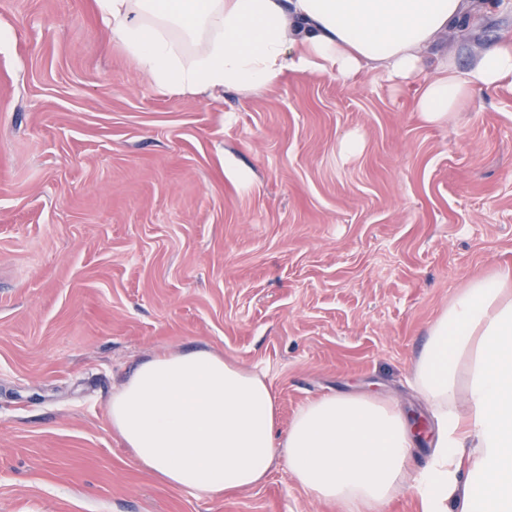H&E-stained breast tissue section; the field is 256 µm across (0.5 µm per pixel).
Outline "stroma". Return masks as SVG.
Masks as SVG:
<instances>
[{
    "label": "stroma",
    "instance_id": "35a3bbf8",
    "mask_svg": "<svg viewBox=\"0 0 512 512\" xmlns=\"http://www.w3.org/2000/svg\"><path fill=\"white\" fill-rule=\"evenodd\" d=\"M469 18L432 49L460 73L512 0ZM0 28V512H336L282 460L243 491L170 486L108 402L152 354L206 349L263 373L284 424L334 393L428 418L430 323L512 266V90L441 126L372 76L199 99L89 0H0Z\"/></svg>",
    "mask_w": 512,
    "mask_h": 512
}]
</instances>
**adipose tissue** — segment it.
<instances>
[{
    "mask_svg": "<svg viewBox=\"0 0 512 512\" xmlns=\"http://www.w3.org/2000/svg\"><path fill=\"white\" fill-rule=\"evenodd\" d=\"M112 38L159 90L254 92L286 74L416 88L442 124L478 94L512 88V33L469 69L433 63L437 39L469 16L463 0H94ZM437 419L434 452L391 400L327 395L288 426L264 377L207 350L141 362L113 394V431L170 486L212 497L260 485L278 459L340 512H386L405 489L421 512H512V269L470 279L430 325L411 371Z\"/></svg>",
    "mask_w": 512,
    "mask_h": 512,
    "instance_id": "ef3b65f1",
    "label": "adipose tissue"
}]
</instances>
